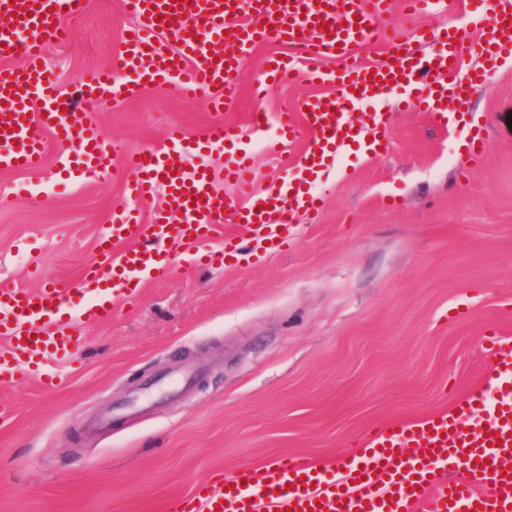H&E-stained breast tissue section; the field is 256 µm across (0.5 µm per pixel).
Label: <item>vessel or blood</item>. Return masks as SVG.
<instances>
[{"mask_svg":"<svg viewBox=\"0 0 512 512\" xmlns=\"http://www.w3.org/2000/svg\"><path fill=\"white\" fill-rule=\"evenodd\" d=\"M135 23L123 38L115 69L88 74L80 83L86 113L123 102L142 82L174 85L182 97L205 99L217 117L204 137L172 130L162 145L128 156L129 191L138 205L165 189L166 208L149 223L128 211L115 217L104 246L75 283L28 291L0 280V386L42 378L47 362L73 363L85 346V323L111 318L148 281L168 277L171 263L134 237L171 242L189 263L223 267L235 248L211 246L225 223L241 225L269 253L287 250L296 236L294 215L319 221L323 202L311 188L334 169L342 153L363 149L361 129L345 118L347 107L375 96L427 112L439 123L463 115L466 94L482 75L458 78L455 62L474 28L472 48L486 64L512 56V0H469L461 23L420 32L421 47L387 40L382 25L389 0H123ZM87 0H0V57L22 56L25 69L0 68V169L42 171L46 136L59 138L58 173L86 183L106 172L110 149L98 126L60 112L62 94L47 79L46 59L64 39L60 21L85 12ZM292 46L293 57L265 59L253 87L262 101L276 80L302 64L335 85L333 96L303 100L302 111L254 121L276 125L280 138L302 139L300 159H284V177L253 196L252 166L230 152L239 131L219 112L235 87L242 57L258 41ZM387 42V60L373 68L350 63L353 45ZM342 59L327 71L326 59ZM225 150L224 182L236 197L213 186L211 172L189 160ZM131 244H124V237ZM489 372L483 385L461 396L452 412L420 423L388 425L369 436L361 453L344 452L324 467L281 455L243 465L172 499L166 512H512V338L487 337Z\"/></svg>","mask_w":512,"mask_h":512,"instance_id":"1","label":"vessel or blood"}]
</instances>
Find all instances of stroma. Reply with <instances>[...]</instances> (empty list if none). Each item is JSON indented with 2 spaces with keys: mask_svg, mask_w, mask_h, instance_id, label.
I'll return each instance as SVG.
<instances>
[{
  "mask_svg": "<svg viewBox=\"0 0 512 512\" xmlns=\"http://www.w3.org/2000/svg\"><path fill=\"white\" fill-rule=\"evenodd\" d=\"M466 0L436 13L394 8L389 35L460 20ZM134 20L122 0H88L65 19L69 37L47 59L57 88L118 66ZM262 43L240 62L225 121L237 151L254 159V193L281 175L258 149L254 112L291 109L334 87L295 78L264 103L252 98ZM460 73L482 70L469 122L485 129L482 167L464 166L462 141L424 112L391 98L387 149L343 157L322 177L319 223L300 226L285 253H263L240 227L227 232L238 261L221 269L175 266L143 285L110 321L89 325L87 345L60 379L0 390V512H164L226 468L284 454L327 463L389 423L450 410L488 371L485 339L512 336V59L487 69L466 52ZM94 120L112 166L89 184L46 172L0 171V280L34 291L76 278L114 214L130 205L124 160L176 127L198 137L213 116L170 85L137 87ZM32 194L18 197L17 185Z\"/></svg>",
  "mask_w": 512,
  "mask_h": 512,
  "instance_id": "35a3bbf8",
  "label": "stroma"
}]
</instances>
